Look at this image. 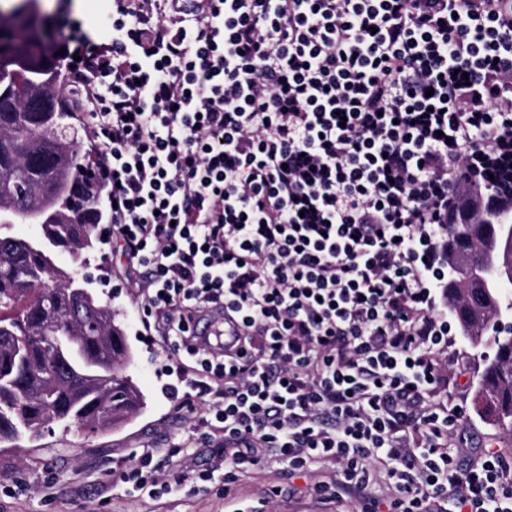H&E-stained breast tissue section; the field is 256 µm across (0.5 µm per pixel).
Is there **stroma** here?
<instances>
[{
  "instance_id": "35a3bbf8",
  "label": "stroma",
  "mask_w": 512,
  "mask_h": 512,
  "mask_svg": "<svg viewBox=\"0 0 512 512\" xmlns=\"http://www.w3.org/2000/svg\"><path fill=\"white\" fill-rule=\"evenodd\" d=\"M58 263L72 273L87 271L90 291L119 310L135 352L129 372L145 394V404L107 432L57 429L14 445H0V512H235L238 505H256L275 487L282 494L272 498V512H360L353 497L322 499L314 493V485L329 481L332 475L327 466L292 474L286 465L274 464L231 485L225 484L219 471L207 492L198 496L178 487L182 473L209 468L212 450L204 439L190 436L188 423L176 413L173 399L164 390L170 378L163 367L173 358L159 342L143 334L136 319L142 295L127 287L120 266L112 262L110 244L98 245L89 266L67 255L59 256ZM455 349L448 370V394L465 412L456 439L460 461L469 463L470 449L483 446L512 456V433L478 410L477 372L485 348L473 347L460 334ZM146 448L155 451L153 467L174 484L171 493L158 501L130 493L122 479Z\"/></svg>"
}]
</instances>
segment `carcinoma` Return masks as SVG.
Instances as JSON below:
<instances>
[{"label":"carcinoma","mask_w":512,"mask_h":512,"mask_svg":"<svg viewBox=\"0 0 512 512\" xmlns=\"http://www.w3.org/2000/svg\"><path fill=\"white\" fill-rule=\"evenodd\" d=\"M34 0L0 7V214L17 203L25 187L32 211L49 208L56 221L41 229L54 249L75 259L95 250V192H76L82 155L67 136L71 113L54 98L60 76L46 64ZM73 274L45 262L25 238L0 236V322L19 319L14 332H0V442L19 441L41 426L64 430L98 424L101 431L124 423L145 403L126 366L134 354L119 314L87 293L74 301ZM450 308L475 346L489 322L464 319L481 308L496 316L512 299L496 288L491 296L448 284ZM493 358L480 373V398L499 427L512 429V322L494 331Z\"/></svg>","instance_id":"carcinoma-1"}]
</instances>
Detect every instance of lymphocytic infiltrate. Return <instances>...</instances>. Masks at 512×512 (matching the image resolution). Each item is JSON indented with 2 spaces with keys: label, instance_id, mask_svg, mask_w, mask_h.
I'll list each match as a JSON object with an SVG mask.
<instances>
[{
  "label": "lymphocytic infiltrate",
  "instance_id": "1",
  "mask_svg": "<svg viewBox=\"0 0 512 512\" xmlns=\"http://www.w3.org/2000/svg\"><path fill=\"white\" fill-rule=\"evenodd\" d=\"M75 53L86 183L216 450L180 484L330 462L363 512H512V462L460 465L438 395L448 217L512 194V0H112Z\"/></svg>",
  "mask_w": 512,
  "mask_h": 512
}]
</instances>
